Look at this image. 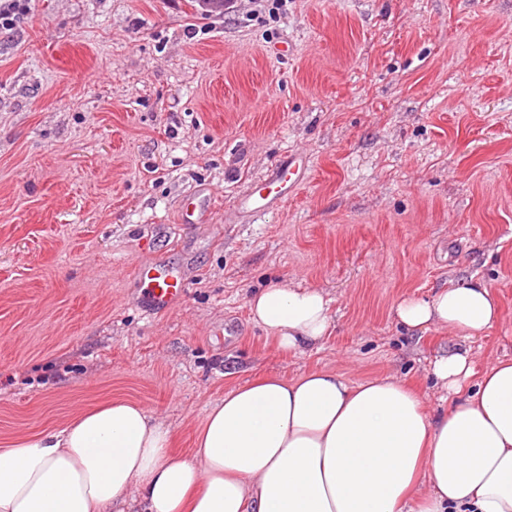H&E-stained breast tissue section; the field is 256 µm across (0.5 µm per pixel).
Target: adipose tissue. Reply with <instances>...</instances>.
<instances>
[{"instance_id":"obj_1","label":"adipose tissue","mask_w":512,"mask_h":512,"mask_svg":"<svg viewBox=\"0 0 512 512\" xmlns=\"http://www.w3.org/2000/svg\"><path fill=\"white\" fill-rule=\"evenodd\" d=\"M248 307L281 351L311 348L332 326L316 288L272 285ZM394 316L470 339L500 310L472 276L401 299ZM431 376L447 409L430 411L392 373L256 378L210 408L187 456L161 420L113 400L0 448V512H512V360L479 372L455 349Z\"/></svg>"}]
</instances>
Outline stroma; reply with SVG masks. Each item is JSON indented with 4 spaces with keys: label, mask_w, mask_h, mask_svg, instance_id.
Segmentation results:
<instances>
[{
    "label": "stroma",
    "mask_w": 512,
    "mask_h": 512,
    "mask_svg": "<svg viewBox=\"0 0 512 512\" xmlns=\"http://www.w3.org/2000/svg\"><path fill=\"white\" fill-rule=\"evenodd\" d=\"M304 185L245 195L290 153ZM209 193L206 221L183 200ZM184 301L146 313L138 263ZM475 275L502 319L469 340L512 358V0H32L0 31V448L135 401L188 453L208 408L255 376L390 372L427 406L459 338L396 325L405 296ZM330 297L333 328L278 352L256 288ZM306 169V157L301 154L288 156V159L280 163L270 177L261 181L248 195L240 199L239 206L251 213L252 216L267 212L276 203L282 202L292 195L301 184ZM268 184H276L280 189L276 194H272V191L264 194L258 189L259 186Z\"/></svg>",
    "instance_id": "35a3bbf8"
}]
</instances>
